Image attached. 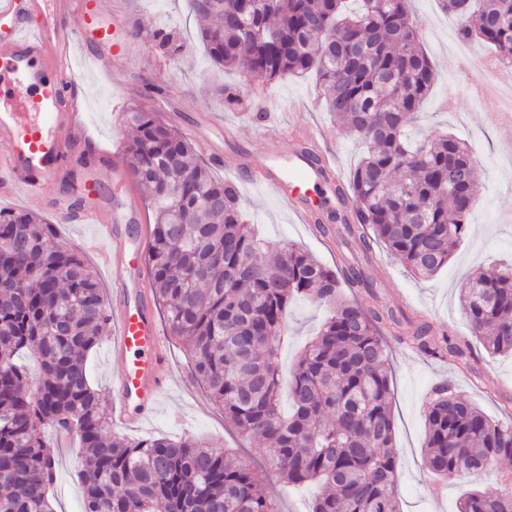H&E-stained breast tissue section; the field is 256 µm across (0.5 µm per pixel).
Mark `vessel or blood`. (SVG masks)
I'll list each match as a JSON object with an SVG mask.
<instances>
[{
    "label": "vessel or blood",
    "mask_w": 512,
    "mask_h": 512,
    "mask_svg": "<svg viewBox=\"0 0 512 512\" xmlns=\"http://www.w3.org/2000/svg\"><path fill=\"white\" fill-rule=\"evenodd\" d=\"M89 0H0V195L21 194L27 203L52 207L74 224H91L109 249L101 257L136 270L112 289L110 313L118 336L110 355L122 368L112 382V419L126 427L145 422L169 385L168 355L154 319L143 257L149 238L139 229L132 201L105 205L97 167L85 166L76 146L96 144L76 120L84 92L76 50L101 68L119 66L128 55L120 18L90 26ZM242 175L271 188L306 221L325 220L322 194L336 184L334 167L310 131L288 153L254 157ZM75 176V198L47 202L46 183Z\"/></svg>",
    "instance_id": "1"
}]
</instances>
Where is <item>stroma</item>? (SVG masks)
Returning a JSON list of instances; mask_svg holds the SVG:
<instances>
[{"label": "stroma", "mask_w": 512, "mask_h": 512, "mask_svg": "<svg viewBox=\"0 0 512 512\" xmlns=\"http://www.w3.org/2000/svg\"><path fill=\"white\" fill-rule=\"evenodd\" d=\"M137 34L132 37L133 58L128 65L131 84L152 82L167 100L158 117L179 129L217 117L233 127L236 137L223 146L225 167L215 169L217 178L234 183L249 208V219L270 242L291 241L320 262L335 264L339 253L332 240L322 237L314 225L302 222L276 194L263 186L235 180L230 166L244 153L274 148L290 151L292 131L310 127L323 137L336 157V173L347 178L357 163L361 146L342 135L321 104L315 75L289 76L273 83L238 71H224L208 60L199 37L200 16L188 0H122ZM412 8L422 26V42L434 62L438 81L423 104L413 128L430 133H451L471 148L481 171L479 198L470 220V231L454 251L447 266L430 278H418L384 247H376L373 276L382 299L408 315L430 321L436 329L467 338L480 377L459 370L445 359L432 358L409 346L390 342L391 407L395 446L399 460L400 512H457L459 496L470 489L492 493L496 479L490 475L462 476L436 483L422 468L426 425L422 408L432 390L448 381L455 394L475 403L489 417L504 421L512 415V357L489 355L479 341L471 340L459 293L468 275L479 268L512 265V130L491 125L485 116L492 100L483 92L484 71L479 63L489 56L481 43H461L456 36V15L441 10L438 0H413ZM158 24L174 27L186 44L182 56L169 59L151 53L146 43ZM470 65H463L462 57ZM85 97L82 117L100 150L123 154L132 137L127 113L149 110V103L116 83L111 72L87 66L83 69ZM241 89L239 108L229 109L219 88ZM325 316L323 307L306 299L292 304L288 312V342L280 358L282 375H289L297 356L314 335ZM170 383L157 411L126 435L138 439L153 435L180 436L191 433L215 447L230 448L242 457H254L249 441L225 421L224 412L209 398L206 389L187 365L173 338H166ZM46 434L58 454L57 479L49 499L57 512H84L77 472L79 451L70 441L58 440L54 429Z\"/></svg>", "instance_id": "1"}]
</instances>
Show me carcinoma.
Returning <instances> with one entry per match:
<instances>
[{"label": "carcinoma", "mask_w": 512, "mask_h": 512, "mask_svg": "<svg viewBox=\"0 0 512 512\" xmlns=\"http://www.w3.org/2000/svg\"><path fill=\"white\" fill-rule=\"evenodd\" d=\"M212 0L196 7L215 23L200 30L212 62L266 81L316 75L336 123L363 144L319 232L369 253L384 244L428 278L468 232L480 171L458 139L408 126L431 93L436 68L423 50L410 0ZM474 17L457 29L512 64V0H440ZM151 52L174 58L172 29L149 33ZM125 158L154 216L150 282L171 336L193 373L245 439L259 445L285 487L317 482L312 512H399L398 456L387 340L472 369L469 344L381 301L357 262L334 268L291 243L258 238L236 188L214 178L193 144L155 113L133 109ZM56 227L0 209V512H53L56 458L42 433L68 434L85 454L86 512H279L265 476L235 453L195 438L129 439L109 431L104 394L87 356L111 317L94 272L57 242ZM307 298L329 315L301 351L282 405L279 352L288 309ZM473 336L492 355H512V266L473 273L461 289ZM424 466L448 478L491 473L512 458V419L491 420L446 385L424 407ZM495 494L463 495L457 512H512V474Z\"/></svg>", "instance_id": "carcinoma-1"}]
</instances>
